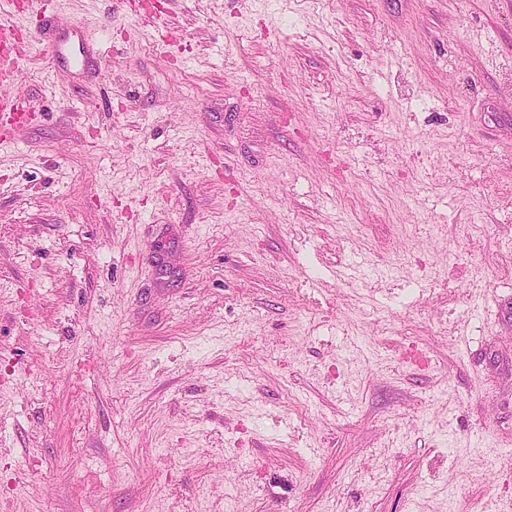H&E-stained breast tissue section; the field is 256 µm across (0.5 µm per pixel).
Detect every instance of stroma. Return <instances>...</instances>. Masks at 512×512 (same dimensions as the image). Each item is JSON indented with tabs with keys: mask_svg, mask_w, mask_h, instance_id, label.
Masks as SVG:
<instances>
[{
	"mask_svg": "<svg viewBox=\"0 0 512 512\" xmlns=\"http://www.w3.org/2000/svg\"><path fill=\"white\" fill-rule=\"evenodd\" d=\"M109 9L0 85V512L512 503V0ZM77 42L67 40H58L38 50V54L45 58L51 68H55L59 63L72 62L76 64H95L101 60L94 51L93 44L83 26L76 24L74 29ZM34 112L22 97L0 98V146L16 143L17 132L34 119Z\"/></svg>",
	"mask_w": 512,
	"mask_h": 512,
	"instance_id": "stroma-1",
	"label": "stroma"
}]
</instances>
